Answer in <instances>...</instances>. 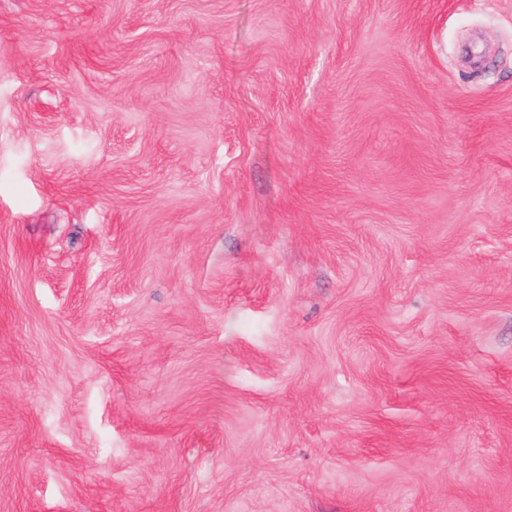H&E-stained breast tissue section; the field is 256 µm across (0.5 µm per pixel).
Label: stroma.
Returning a JSON list of instances; mask_svg holds the SVG:
<instances>
[{
	"label": "stroma",
	"instance_id": "stroma-1",
	"mask_svg": "<svg viewBox=\"0 0 512 512\" xmlns=\"http://www.w3.org/2000/svg\"><path fill=\"white\" fill-rule=\"evenodd\" d=\"M0 512H512V0H0Z\"/></svg>",
	"mask_w": 512,
	"mask_h": 512
}]
</instances>
